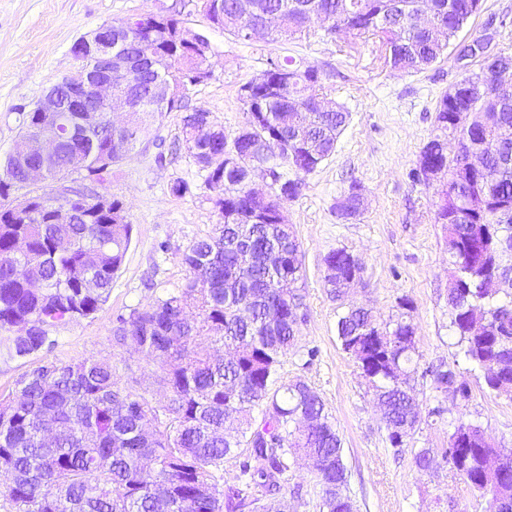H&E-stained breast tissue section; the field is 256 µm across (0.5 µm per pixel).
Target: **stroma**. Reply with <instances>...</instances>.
<instances>
[{"label": "stroma", "instance_id": "35a3bbf8", "mask_svg": "<svg viewBox=\"0 0 512 512\" xmlns=\"http://www.w3.org/2000/svg\"><path fill=\"white\" fill-rule=\"evenodd\" d=\"M172 7L186 28L212 45V75L188 98L226 133L237 132L246 119L241 87L269 60L286 56L323 68L324 85L351 112L335 153L303 175L296 198L283 202L303 251L306 320L295 346L281 359L277 381H305L324 400L343 442L356 512H485L484 498L449 465L425 473L413 464L414 449L447 447L448 430L460 420L480 426L495 445L512 448V393L489 390L482 373L459 352L449 329L448 249L444 227L435 221L437 196L434 187L411 176L433 131L437 99L464 75L455 58L398 74L383 66L377 45L364 38L348 55L334 40L314 36L241 43L206 17L199 0H0V160L43 92L75 72L72 46L78 39L103 23ZM180 126L179 112L154 113L134 149L96 184V191L123 202L133 227L109 297L94 318L55 330L50 351L24 359L0 357V399L15 395L20 377L46 361L64 365L108 357L118 378L150 380L152 361L128 359L114 350L112 327L130 308L148 306L181 286L187 275L183 251L221 220L203 172L181 145ZM178 180L189 187L180 197L170 192ZM353 183L360 185L366 209L346 223L336 217V200ZM336 248L352 252L364 267L350 304L384 319L397 313L400 299L414 306L422 418L400 449L391 447L367 379L337 340L340 306L323 282V258ZM439 364L467 383L469 400L436 402L423 372ZM438 404L442 414L432 415ZM283 491L294 512H320V488L306 462L288 470Z\"/></svg>", "mask_w": 512, "mask_h": 512}]
</instances>
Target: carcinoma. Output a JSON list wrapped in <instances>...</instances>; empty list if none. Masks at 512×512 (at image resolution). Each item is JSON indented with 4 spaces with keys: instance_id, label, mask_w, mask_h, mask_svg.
<instances>
[{
    "instance_id": "cac0c4a2",
    "label": "carcinoma",
    "mask_w": 512,
    "mask_h": 512,
    "mask_svg": "<svg viewBox=\"0 0 512 512\" xmlns=\"http://www.w3.org/2000/svg\"><path fill=\"white\" fill-rule=\"evenodd\" d=\"M210 20L239 41H247L251 21L228 22L236 0H200ZM256 19L268 24L272 38L309 36V23L328 37L342 24L354 36L378 37L385 66L418 73L462 46L458 34L479 12L482 0H256ZM431 13L432 26L421 31L414 15ZM112 33V51L136 54L139 31ZM158 42L153 63L117 75L148 104L123 130L102 129L91 138L67 140L55 156L7 155L0 163V354L25 358L53 345L50 333L94 318L107 301L112 281L131 243L132 226L123 202L112 196L99 207L71 198L67 221L53 222L47 195L32 196L31 209L19 215L10 197L28 186V172L43 168L46 180L70 174L69 156L79 148L87 157V177L104 180L139 140L147 117L157 111L155 89L181 80L192 88L210 77L208 57L181 37L183 26L167 13L152 26ZM478 69L454 84L436 102L433 133L419 158L443 168L437 191L436 222L446 225L450 328L464 359L485 371L487 387L512 392V298L506 299L492 272L512 274V85L484 81L495 64L512 72V54L498 52L493 62L477 59ZM267 80L241 88L246 113L244 137L221 127L206 140L194 139L208 112L182 116L186 149L216 192L222 223L192 241L183 252L184 284L146 308L117 317L112 347L136 342L157 364L154 383L169 392L158 405L134 378L115 379L112 360L41 365L19 381L14 396L0 401V472L10 476L3 496L15 512H259L261 501L283 489L282 479L296 458L307 459L321 490L322 512H354L347 495L343 445L320 395L304 381L272 388L281 357L300 325L289 318L303 307V254L292 225L282 223L276 197H297L299 174H310L335 153L350 111L332 101L320 111L316 98L325 86L319 67L291 57L268 62ZM54 124V114L29 112L23 128ZM280 135L283 147L260 157L273 199L250 220L245 192L249 169L229 161L238 151ZM463 145L471 171L448 157V139ZM293 171L296 178L288 177ZM360 186L351 184L336 200V218L348 222L363 209ZM483 207L474 209L470 201ZM27 252L15 249L17 237ZM28 263L42 288L33 290L15 277L14 265ZM323 282L330 296L344 301L360 266L345 248L323 259ZM386 321L372 311L342 306L336 324L342 349L359 364L382 410L394 448L404 445L418 423L415 388L416 337L407 299ZM482 324L478 336L469 333ZM501 365L499 373L487 363ZM442 395L453 390L469 398L466 385L443 365L425 371ZM246 452H240V449ZM461 472V478L486 498V512L512 510V448L485 441L480 429L459 421L448 447L414 451L420 472L436 456ZM242 458L234 484L224 481V462Z\"/></svg>"
}]
</instances>
